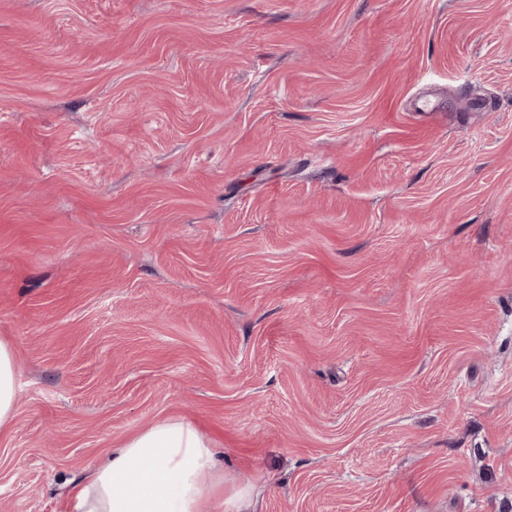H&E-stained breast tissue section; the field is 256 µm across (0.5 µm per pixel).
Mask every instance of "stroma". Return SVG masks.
Instances as JSON below:
<instances>
[{"instance_id":"stroma-1","label":"stroma","mask_w":512,"mask_h":512,"mask_svg":"<svg viewBox=\"0 0 512 512\" xmlns=\"http://www.w3.org/2000/svg\"><path fill=\"white\" fill-rule=\"evenodd\" d=\"M0 339V512H512V0H0ZM17 360L10 344L0 340V432L9 429L16 410ZM213 448L191 422L159 421L70 484L66 512H223Z\"/></svg>"}]
</instances>
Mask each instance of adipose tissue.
Masks as SVG:
<instances>
[{"label": "adipose tissue", "instance_id": "1", "mask_svg": "<svg viewBox=\"0 0 512 512\" xmlns=\"http://www.w3.org/2000/svg\"><path fill=\"white\" fill-rule=\"evenodd\" d=\"M17 360L0 340V432L16 410ZM67 512H224V478L212 440L183 419L127 439L87 478L70 484Z\"/></svg>", "mask_w": 512, "mask_h": 512}]
</instances>
